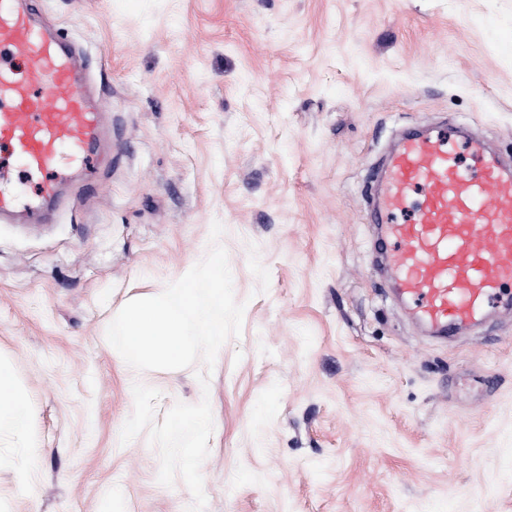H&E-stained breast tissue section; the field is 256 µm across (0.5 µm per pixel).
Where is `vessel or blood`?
<instances>
[{
  "instance_id": "b4317fda",
  "label": "vessel or blood",
  "mask_w": 512,
  "mask_h": 512,
  "mask_svg": "<svg viewBox=\"0 0 512 512\" xmlns=\"http://www.w3.org/2000/svg\"><path fill=\"white\" fill-rule=\"evenodd\" d=\"M38 0H0V147L35 199L0 168V221L61 203L59 179L97 161L104 119L82 87L74 48L37 22ZM447 128L408 132L374 175L375 251L401 310L429 339L448 343L512 312V168L466 140L463 171Z\"/></svg>"
}]
</instances>
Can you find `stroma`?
<instances>
[{"instance_id":"35a3bbf8","label":"stroma","mask_w":512,"mask_h":512,"mask_svg":"<svg viewBox=\"0 0 512 512\" xmlns=\"http://www.w3.org/2000/svg\"><path fill=\"white\" fill-rule=\"evenodd\" d=\"M112 139L46 224L0 223V361L26 392L0 432V512H187L159 452L121 444L210 402L204 512H512V313L421 337L373 266L372 166L445 123L512 159V0H43ZM242 333L213 369L139 372L119 310L202 260L213 222ZM207 374L208 387L198 376Z\"/></svg>"}]
</instances>
